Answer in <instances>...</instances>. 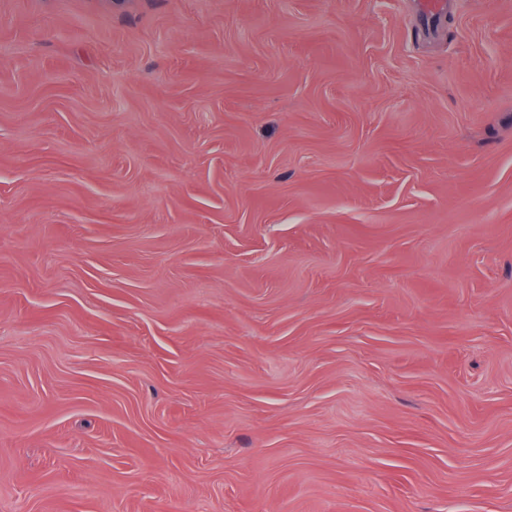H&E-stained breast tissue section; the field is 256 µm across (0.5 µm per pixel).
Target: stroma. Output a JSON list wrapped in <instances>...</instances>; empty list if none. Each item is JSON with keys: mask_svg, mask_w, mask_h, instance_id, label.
<instances>
[{"mask_svg": "<svg viewBox=\"0 0 512 512\" xmlns=\"http://www.w3.org/2000/svg\"><path fill=\"white\" fill-rule=\"evenodd\" d=\"M0 0V512H512V0Z\"/></svg>", "mask_w": 512, "mask_h": 512, "instance_id": "stroma-1", "label": "stroma"}]
</instances>
